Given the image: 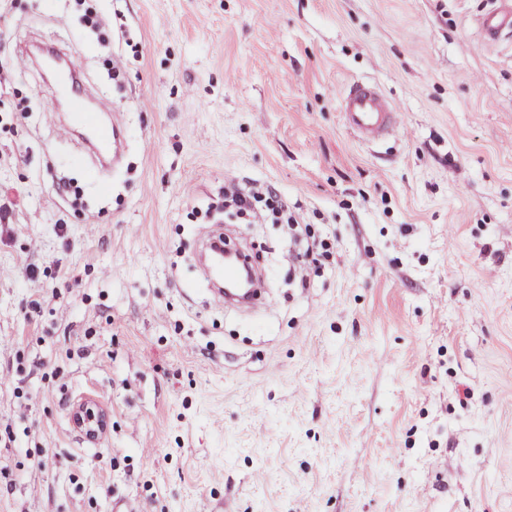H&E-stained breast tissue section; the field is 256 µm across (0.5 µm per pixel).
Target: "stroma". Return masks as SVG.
Segmentation results:
<instances>
[{
	"mask_svg": "<svg viewBox=\"0 0 512 512\" xmlns=\"http://www.w3.org/2000/svg\"><path fill=\"white\" fill-rule=\"evenodd\" d=\"M490 6L98 0L106 47L73 0H0V512H512V34L483 38ZM40 46L82 57L118 168L58 138L56 82L20 58ZM360 79L403 136L346 129ZM228 177L304 230L207 217ZM217 224L265 280L252 308L195 261ZM314 239L330 255L298 271Z\"/></svg>",
	"mask_w": 512,
	"mask_h": 512,
	"instance_id": "obj_1",
	"label": "stroma"
}]
</instances>
